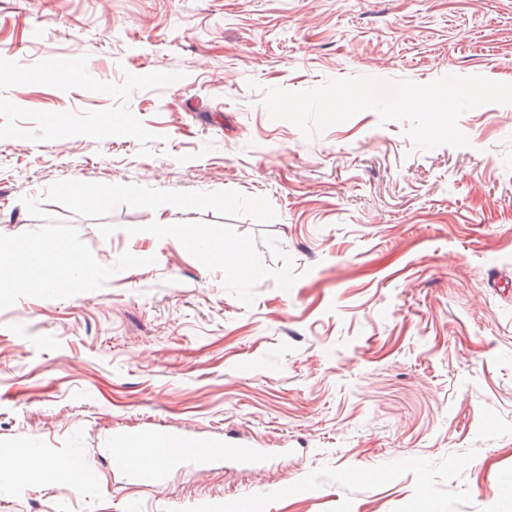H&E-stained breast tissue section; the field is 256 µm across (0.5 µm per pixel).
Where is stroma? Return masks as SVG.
<instances>
[{
	"mask_svg": "<svg viewBox=\"0 0 512 512\" xmlns=\"http://www.w3.org/2000/svg\"><path fill=\"white\" fill-rule=\"evenodd\" d=\"M446 75L512 83V0H0V238L91 272L0 290V512H512V104L422 152L259 93ZM170 428L266 455L126 484L113 435ZM158 232L167 237H176L185 241H204L206 259L217 265H224V239L211 232L204 234L199 226L190 224H157Z\"/></svg>",
	"mask_w": 512,
	"mask_h": 512,
	"instance_id": "obj_1",
	"label": "stroma"
}]
</instances>
